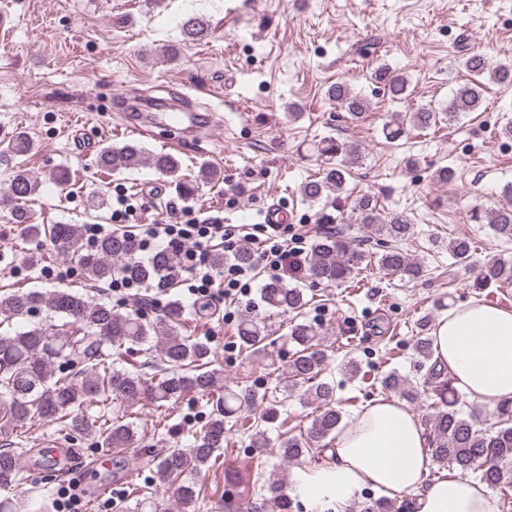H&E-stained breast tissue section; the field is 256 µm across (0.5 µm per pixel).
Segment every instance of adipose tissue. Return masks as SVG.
<instances>
[{"label": "adipose tissue", "mask_w": 512, "mask_h": 512, "mask_svg": "<svg viewBox=\"0 0 512 512\" xmlns=\"http://www.w3.org/2000/svg\"><path fill=\"white\" fill-rule=\"evenodd\" d=\"M437 367L457 391L492 412L512 404V311L480 300L455 305L433 331ZM332 458L293 475L290 493L308 512H350L370 487L407 498L410 512H499L483 484L453 473L431 481L428 438L418 417L394 400H377L347 420Z\"/></svg>", "instance_id": "adipose-tissue-1"}]
</instances>
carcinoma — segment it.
I'll return each mask as SVG.
<instances>
[{
  "label": "carcinoma",
  "instance_id": "1",
  "mask_svg": "<svg viewBox=\"0 0 512 512\" xmlns=\"http://www.w3.org/2000/svg\"><path fill=\"white\" fill-rule=\"evenodd\" d=\"M183 42L200 41L209 35L208 21L198 15L189 16L181 25ZM460 65L468 73L466 82L453 92L443 107L430 104L416 107L386 125V135L397 139L408 129L425 131L456 117L479 112L484 105V81L503 88L512 87V61L491 65L479 53H468ZM371 82L382 86L391 98L405 96L408 81L395 74L386 64L377 65L369 75ZM328 100L336 103L353 118L367 111L365 98L345 82H336L326 91ZM30 140L22 133L0 152V164L9 165L13 156L28 152ZM326 158L327 167L320 176L305 181L300 194L310 203L325 202L336 208V214L320 212L319 223H343V207L347 177L360 165L359 145L335 138L324 139L317 145ZM100 170L108 173L132 171L150 166L171 179L184 200H191L199 182L218 183L221 173L202 168L197 179L181 175V161L171 153L150 154L137 141L119 146L102 147L96 158ZM39 181L24 169L13 171L7 194L14 200L35 195ZM352 212L362 226L373 227L386 236L388 243L382 253L373 256L361 249L344 231L323 233L310 244L307 274L315 284L342 285L363 270L368 260L402 279L422 276L423 268L410 259L400 243L413 235L414 225L403 212L382 214L377 200L362 193L354 199ZM14 223L23 225L24 232L33 237L42 234L39 224L28 223L21 209L12 211ZM469 220L487 224L495 237L512 242V206L487 212L475 206ZM57 254L77 261L81 275L89 286L107 283L119 275L140 284L134 309L122 311L105 300H95L70 288L46 291L17 290L0 294V315L3 322L18 319L19 329L0 332V512H25L26 499L15 492L22 481V453L13 448L11 437L28 421L39 418L57 423L68 431L73 441H86L90 448H106L114 452L132 451L145 447V435L131 422L109 418L105 411L117 405L124 413L148 401L158 406L195 394L206 401L216 399L215 408L208 414L199 433L187 451L173 450L154 460L155 476L162 484L177 485L181 502H195L196 486L183 476L190 470L202 471L215 454L224 448L227 434L236 432L249 439V447L269 445L263 423H273L277 410L271 405L257 412L258 391L252 385H224L223 371L211 367L212 348L209 338L188 331L191 317L211 310L207 303H198L187 311L172 301L163 311L160 322L149 319L154 289L173 288L179 272L172 252L158 250L147 259L134 256L130 234L114 231L91 246H86L83 228L79 224H54L47 229ZM472 243L466 237L448 241V254L460 264H468ZM477 283L483 288L492 284L512 283V258H496L480 269ZM260 304L288 319L285 344L293 347L291 356L283 355L269 326L260 318L247 315L237 327V344L251 353H262L284 362L277 381L283 399L297 396L316 404L309 426L298 434L285 435L277 448L286 462H298L314 452H324L336 439V429L343 421L337 407L336 388L326 373L327 352L325 337L310 324L300 320L310 299L300 288H292L278 278L267 279L259 291ZM45 317L35 320L40 313ZM414 341L417 370H427L423 386L430 389L434 401L430 404L429 422L433 432L429 438L432 458L439 468L471 473L486 487L507 495L512 489V406L499 408L492 429L480 427L481 413L463 412L457 391L435 369L432 319L422 317L417 323ZM119 353L126 349L145 357V365L156 370L157 381L150 384L143 374L118 368L109 362L103 346ZM379 393L395 394L408 402L420 396L418 383L409 376L390 370L377 379ZM92 401L101 404L104 413L90 416L83 406ZM271 512H292L293 500L284 490L281 480L263 486ZM248 493L238 486L224 482V505L235 503L253 512L260 508L247 501ZM122 512H159L151 496L142 494L132 504L121 506ZM361 512H401L386 498L369 499Z\"/></svg>",
  "mask_w": 512,
  "mask_h": 512
}]
</instances>
